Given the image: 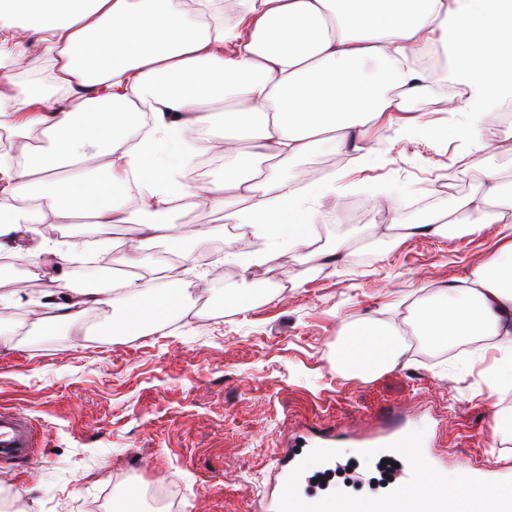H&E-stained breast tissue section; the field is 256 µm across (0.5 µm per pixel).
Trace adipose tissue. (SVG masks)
Listing matches in <instances>:
<instances>
[{
    "mask_svg": "<svg viewBox=\"0 0 512 512\" xmlns=\"http://www.w3.org/2000/svg\"><path fill=\"white\" fill-rule=\"evenodd\" d=\"M225 26L213 0H0V256L51 281L34 305L50 320L82 325L95 306L118 308L116 335L167 321L190 293L178 265L148 251L186 239L209 247L214 230L184 235L194 198L271 243L277 264L305 249L314 204L336 184L311 180L284 192L291 164L316 149L343 152L351 132L449 137L474 153L512 102V0H231ZM443 47L462 97L453 124L428 127L411 105L429 91L415 63ZM223 156L224 174L190 187L176 177L180 146ZM140 188L129 196L130 183ZM135 224L123 243L132 274L109 290L56 288L86 249L73 240L28 243L31 224ZM502 225L495 252L468 278L417 301L414 333L431 346L493 338L512 350V174L493 169L454 210L400 227L416 235H473ZM407 346L393 323L361 318L336 343L337 373L370 379L393 369Z\"/></svg>",
    "mask_w": 512,
    "mask_h": 512,
    "instance_id": "1",
    "label": "adipose tissue"
}]
</instances>
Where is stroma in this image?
<instances>
[{"label": "stroma", "instance_id": "1", "mask_svg": "<svg viewBox=\"0 0 512 512\" xmlns=\"http://www.w3.org/2000/svg\"><path fill=\"white\" fill-rule=\"evenodd\" d=\"M495 156L452 139H397L367 144L370 163L347 150L336 171L332 215L347 197L360 216L313 225L311 243L334 249L353 242L351 259L321 265L305 259L260 265V252L223 262L214 238L207 263H185L190 296L171 323L138 336H113L112 307L97 306L83 326L45 321L38 334L0 349V410L25 415L35 430L29 461L0 459V487L17 512H111L130 487L164 483L185 512H254L273 490L279 453L300 436L344 441L380 432L386 413L401 419L430 451L448 455L446 470L493 448L494 410H512V393L494 392L492 368L503 353L494 339L431 347L415 336L412 303L451 280L470 276L493 252L501 227L455 237L403 242L371 237L370 224H417L427 199L435 211L458 206L482 188L489 169L512 171V128L497 137ZM395 199L370 207L372 191ZM133 224H62L56 232L110 242L114 258L95 272L70 266L63 288H106L114 281ZM265 279L270 292L246 312L226 306L224 292ZM47 281L38 268L0 272L6 316L31 321L30 307ZM395 319L408 349L394 369L364 381L332 367L343 325L360 318Z\"/></svg>", "mask_w": 512, "mask_h": 512}]
</instances>
